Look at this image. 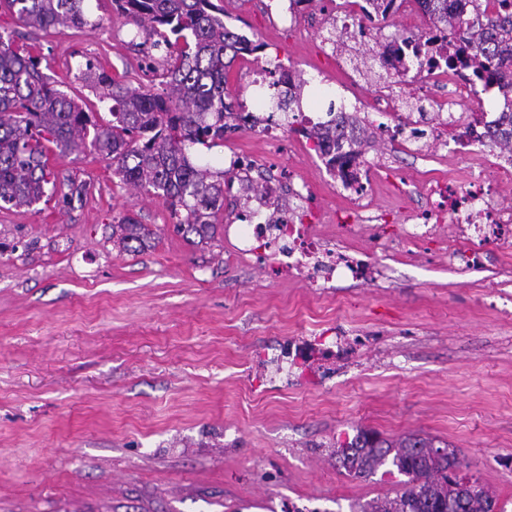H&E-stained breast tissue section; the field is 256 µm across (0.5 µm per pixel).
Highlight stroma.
<instances>
[{"label": "stroma", "instance_id": "1", "mask_svg": "<svg viewBox=\"0 0 512 512\" xmlns=\"http://www.w3.org/2000/svg\"><path fill=\"white\" fill-rule=\"evenodd\" d=\"M223 6L262 59L306 80L312 120L344 95L419 94L418 82L363 73L372 40L317 57L321 0L294 20L286 0ZM90 16L91 27L45 34L0 6V33L105 118L110 104L76 79L79 62L155 89L165 53L144 51L147 34L113 0H91ZM190 154L224 175L222 225L244 210L231 159L292 168L313 196L303 223L333 226L329 244L348 245L368 281L315 288L268 257L241 260L220 233L189 245L165 200L123 185L110 160L51 157L60 185L0 210V512H350L397 489L396 476L337 466V441L360 428L454 449L512 512V307L494 301L512 294V254L485 245L491 271L456 273L443 246L400 248L436 179L469 188V162L450 146L423 162L376 137L365 154L378 219L350 236L335 227L349 201L302 135L274 148L233 131ZM68 178L89 193L66 199ZM127 216L153 230L147 250L113 240Z\"/></svg>", "mask_w": 512, "mask_h": 512}]
</instances>
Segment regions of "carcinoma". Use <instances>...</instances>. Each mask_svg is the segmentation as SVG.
<instances>
[{
  "label": "carcinoma",
  "mask_w": 512,
  "mask_h": 512,
  "mask_svg": "<svg viewBox=\"0 0 512 512\" xmlns=\"http://www.w3.org/2000/svg\"><path fill=\"white\" fill-rule=\"evenodd\" d=\"M430 21L445 28L473 25L469 59L476 76L512 88V71L496 63L512 44V0L502 11L474 22L464 11L448 14V0H427ZM26 28L43 32L93 26L88 0H4ZM117 10L165 48L166 66L159 92L116 81L105 68L85 60L78 79L112 101V119L100 121L67 92L57 88L41 67V57L0 35V209L30 207L51 183L46 145L64 157L82 147L112 160L113 174L137 190L169 203L175 230L188 242L214 238L217 214L224 210L222 172L191 160L190 147H211L224 139L233 105L224 101L231 63L259 46L224 23V7L213 0H113ZM303 84L293 94L273 93L285 112L300 105ZM303 133L317 146L336 139V126L314 123ZM123 249L140 252L154 240L145 224L127 216L112 225ZM336 458L353 477L391 466L407 477L395 496L359 506L358 512H506L478 480L461 475L463 463L453 450L438 448L418 434L387 439L359 428L338 442Z\"/></svg>",
  "instance_id": "carcinoma-1"
}]
</instances>
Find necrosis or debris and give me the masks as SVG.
Instances as JSON below:
<instances>
[{
    "label": "necrosis or debris",
    "mask_w": 512,
    "mask_h": 512,
    "mask_svg": "<svg viewBox=\"0 0 512 512\" xmlns=\"http://www.w3.org/2000/svg\"><path fill=\"white\" fill-rule=\"evenodd\" d=\"M418 16L425 13L424 0H341L337 6V23L330 26L322 45L336 51L340 39L360 27L369 15L381 13ZM472 40V32L465 27L451 30L416 25L406 37L378 35L379 54L384 71L393 77L410 73L409 64L415 50L425 49V78L421 97L433 101L436 113L421 112L408 115L404 121L380 124L379 129L390 139L404 144L416 142V130L428 127L432 139H439L443 132H451L459 154L478 157V149L488 142V133L503 123V115L512 112V94L501 95L498 84L462 80L455 70L445 67L444 61L458 57ZM495 94L498 106L491 111L478 113L474 119L462 117L458 112L461 101ZM345 121L336 129V144L330 153L336 158V178L356 203L357 211H364L368 196L366 177L370 166L359 150L366 131L364 124L355 122L357 104L344 102L339 106ZM512 183V153L501 151L496 155L492 168L480 170L474 179V189L460 191L446 183L436 187L429 209L416 212L415 222L405 234L407 244L425 247L437 235L440 227L451 224L455 238L448 248V258L460 267L473 268L478 256L475 248L493 243L512 248V208L497 201V188ZM305 202L302 190L289 188L288 202L276 206L263 199L257 206L245 210L248 224L225 225V236L234 238V249L241 257L254 254L256 247H263L282 268L291 272L311 271L313 278L331 282L333 279L359 280L366 270L345 253L330 248L313 234L311 225L295 223L293 210Z\"/></svg>",
    "instance_id": "necrosis-or-debris-1"
}]
</instances>
